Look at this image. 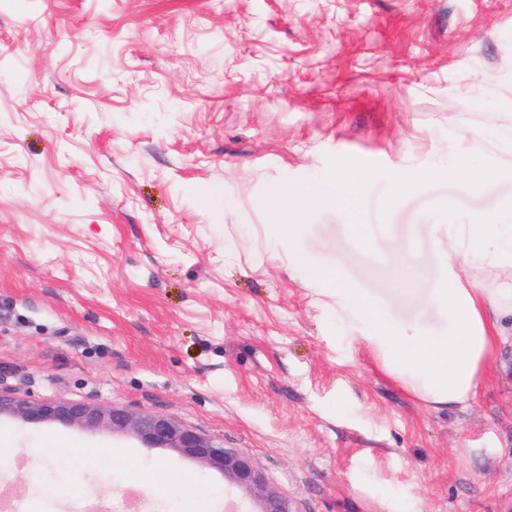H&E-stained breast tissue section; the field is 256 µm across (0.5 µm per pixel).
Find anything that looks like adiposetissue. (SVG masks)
<instances>
[{"instance_id":"adipose-tissue-1","label":"adipose tissue","mask_w":512,"mask_h":512,"mask_svg":"<svg viewBox=\"0 0 512 512\" xmlns=\"http://www.w3.org/2000/svg\"><path fill=\"white\" fill-rule=\"evenodd\" d=\"M451 171L475 191L512 179V167L477 166L462 154L452 163L428 169H394L387 197L396 200ZM346 195L365 201L364 183L339 178L304 184L285 191L283 197L289 211L301 215ZM435 234L443 245L435 287H419L404 268L392 294L409 310H438L445 322L443 331L389 317L370 289L351 287L338 273L318 270L314 278L353 318L359 341L389 377L427 403L464 407L474 401L479 378L494 352L512 337V199L471 217L469 223L437 227ZM475 265L494 270L502 287H476L469 278Z\"/></svg>"}]
</instances>
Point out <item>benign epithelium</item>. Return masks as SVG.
<instances>
[{"label": "benign epithelium", "instance_id": "1", "mask_svg": "<svg viewBox=\"0 0 512 512\" xmlns=\"http://www.w3.org/2000/svg\"><path fill=\"white\" fill-rule=\"evenodd\" d=\"M12 416L30 425L57 423L86 429H106L134 436L147 448H168L177 456L219 473L225 486L249 497L247 510L232 502V512H298L292 500L271 488L255 458L212 438L167 414L127 408L94 407L82 403L29 400L0 393V417Z\"/></svg>", "mask_w": 512, "mask_h": 512}]
</instances>
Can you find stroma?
Returning a JSON list of instances; mask_svg holds the SVG:
<instances>
[{"label": "stroma", "mask_w": 512, "mask_h": 512, "mask_svg": "<svg viewBox=\"0 0 512 512\" xmlns=\"http://www.w3.org/2000/svg\"><path fill=\"white\" fill-rule=\"evenodd\" d=\"M512 0H0V391L174 416L251 454L300 512H512V344L460 408L389 378L308 265L386 290L433 230L512 196L392 168L512 163ZM368 175L293 240L278 188ZM304 254L307 265L296 261ZM23 512H225L221 476L105 429L0 418ZM52 449L55 461L43 451ZM212 488L174 502L144 486Z\"/></svg>", "instance_id": "1"}]
</instances>
